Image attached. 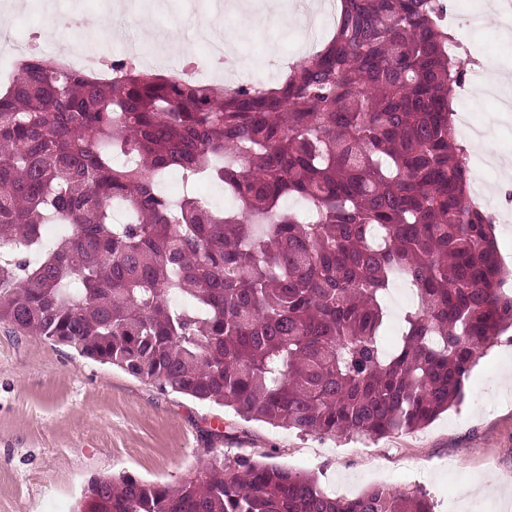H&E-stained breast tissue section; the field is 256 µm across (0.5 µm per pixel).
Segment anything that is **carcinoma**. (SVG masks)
Wrapping results in <instances>:
<instances>
[{
  "label": "carcinoma",
  "instance_id": "cac0c4a2",
  "mask_svg": "<svg viewBox=\"0 0 512 512\" xmlns=\"http://www.w3.org/2000/svg\"><path fill=\"white\" fill-rule=\"evenodd\" d=\"M446 12L340 0L326 45L274 86L20 59L0 92V323L245 421L328 438L430 424L512 327V271L451 118L472 56L450 50ZM172 170L177 200L158 188ZM201 179L236 208L196 198ZM397 279L415 299L388 351ZM85 492L98 512H432L418 490L334 496L223 452L176 486L124 473Z\"/></svg>",
  "mask_w": 512,
  "mask_h": 512
}]
</instances>
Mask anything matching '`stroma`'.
<instances>
[{"label":"stroma","mask_w":512,"mask_h":512,"mask_svg":"<svg viewBox=\"0 0 512 512\" xmlns=\"http://www.w3.org/2000/svg\"><path fill=\"white\" fill-rule=\"evenodd\" d=\"M0 0L1 30L13 38L44 27L50 14L76 13L108 21L109 0ZM464 26L458 35L473 53L506 71L512 85V23L476 25L487 0H448ZM255 12L263 10L255 5ZM214 0H165L151 22L183 29L178 50L158 71L169 73L185 53L202 58L195 21L214 16ZM238 74L274 83L278 56L305 59L326 43L332 22L303 28L262 17L244 26L224 11ZM473 112L496 152L512 159V111L499 97L456 101ZM512 362V328L478 359L463 399L423 429L386 438L330 439L238 419L229 409L161 390L118 367L83 359L66 346L0 324V512H71L95 475L128 473L175 483L195 474L217 442L214 429L234 424L242 454L315 474L329 492L352 497L384 484L429 493L435 512H512V385L501 370ZM489 491L472 495V488Z\"/></svg>","instance_id":"1"}]
</instances>
